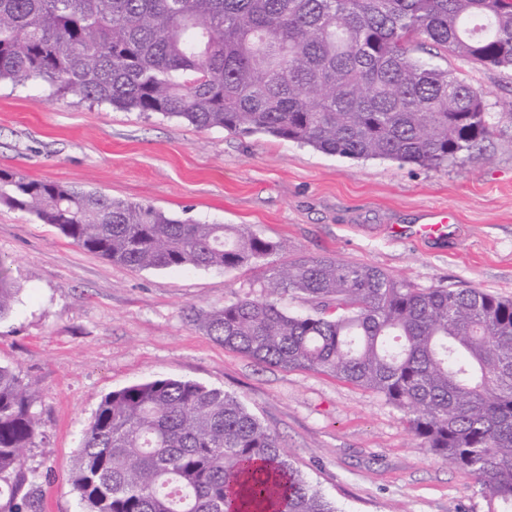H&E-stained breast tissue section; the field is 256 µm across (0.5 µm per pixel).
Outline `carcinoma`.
Masks as SVG:
<instances>
[{
  "label": "carcinoma",
  "instance_id": "carcinoma-1",
  "mask_svg": "<svg viewBox=\"0 0 512 512\" xmlns=\"http://www.w3.org/2000/svg\"><path fill=\"white\" fill-rule=\"evenodd\" d=\"M512 71V0H0V80L198 129L440 169L494 132L484 93L433 59ZM0 205L136 269L267 267L263 294L194 312L258 363L383 396L435 455L512 512V299L413 288L368 264L269 258L245 224L0 170ZM18 289L0 262V319ZM296 295L311 312L280 305ZM36 390L0 365V512H42L25 450ZM88 512H340L232 394L157 378L105 395L71 476Z\"/></svg>",
  "mask_w": 512,
  "mask_h": 512
}]
</instances>
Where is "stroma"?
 <instances>
[{
	"label": "stroma",
	"mask_w": 512,
	"mask_h": 512,
	"mask_svg": "<svg viewBox=\"0 0 512 512\" xmlns=\"http://www.w3.org/2000/svg\"><path fill=\"white\" fill-rule=\"evenodd\" d=\"M501 119L480 153L440 170L353 160L268 135L199 130L0 82V169L146 202L182 220L247 224L297 255L366 263L415 288H483L512 298V73L456 59ZM443 235L399 238L433 209ZM0 258L19 288L0 319V364L35 383L42 434L26 449L44 512H85L71 483L101 398L156 378L238 395L304 476L342 512H484L467 472L436 457L382 396L316 371L260 364L191 321L260 295L263 268L130 269L0 205Z\"/></svg>",
	"instance_id": "35a3bbf8"
}]
</instances>
